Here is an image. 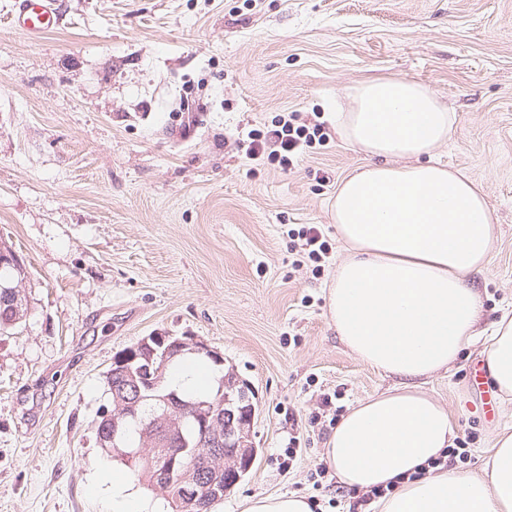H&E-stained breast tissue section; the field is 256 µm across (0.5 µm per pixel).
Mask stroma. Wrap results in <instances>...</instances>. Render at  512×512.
Segmentation results:
<instances>
[{
	"instance_id": "stroma-1",
	"label": "stroma",
	"mask_w": 512,
	"mask_h": 512,
	"mask_svg": "<svg viewBox=\"0 0 512 512\" xmlns=\"http://www.w3.org/2000/svg\"><path fill=\"white\" fill-rule=\"evenodd\" d=\"M63 26L17 31L0 0V240L25 273L26 317L0 338V512H113L96 439L114 355L153 332L222 354L254 390L257 457L217 512L314 488L342 413L391 387L329 319L342 254L339 182L365 161L333 136L295 168L239 144L281 112L328 114L361 81L405 77L454 111L438 155L483 192L499 232L472 277L482 324L512 309V0H61ZM323 225L333 263L294 267L289 226ZM476 348L426 389L476 468L489 425L469 403ZM330 407H322L324 396ZM297 455L283 468L290 437Z\"/></svg>"
}]
</instances>
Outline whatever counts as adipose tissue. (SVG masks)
I'll return each instance as SVG.
<instances>
[{"label": "adipose tissue", "mask_w": 512, "mask_h": 512, "mask_svg": "<svg viewBox=\"0 0 512 512\" xmlns=\"http://www.w3.org/2000/svg\"><path fill=\"white\" fill-rule=\"evenodd\" d=\"M330 123L366 161L332 205L343 245L327 296L341 342L399 385L358 402L331 431L322 457L346 489L387 493L377 512H512V431L495 434L476 470L429 467L453 445L457 422L424 388L481 345L502 403H512V311L481 344L482 299L471 282L497 243L482 191L435 156L454 114L402 77L360 82Z\"/></svg>", "instance_id": "1"}]
</instances>
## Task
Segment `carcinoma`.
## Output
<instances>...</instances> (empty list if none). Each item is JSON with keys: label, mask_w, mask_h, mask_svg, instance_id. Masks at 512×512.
I'll use <instances>...</instances> for the list:
<instances>
[{"label": "carcinoma", "mask_w": 512, "mask_h": 512, "mask_svg": "<svg viewBox=\"0 0 512 512\" xmlns=\"http://www.w3.org/2000/svg\"><path fill=\"white\" fill-rule=\"evenodd\" d=\"M23 268L13 251L0 246V335H11L25 317L27 299L22 288ZM180 343L163 344L154 336L137 342L138 359L130 364L115 356L117 367L105 376L107 400L97 411V440L134 475L165 493L174 512H214L224 502V488L233 484L236 472L224 468V433L233 429V417L250 408L247 393L231 392L230 369H222L215 388L199 387L189 392L170 385L171 370L192 356L201 370L219 366L223 360L208 351L178 352ZM189 448L197 453L193 466L174 474L165 458ZM202 488L197 502L182 500L183 485Z\"/></svg>", "instance_id": "carcinoma-1"}]
</instances>
